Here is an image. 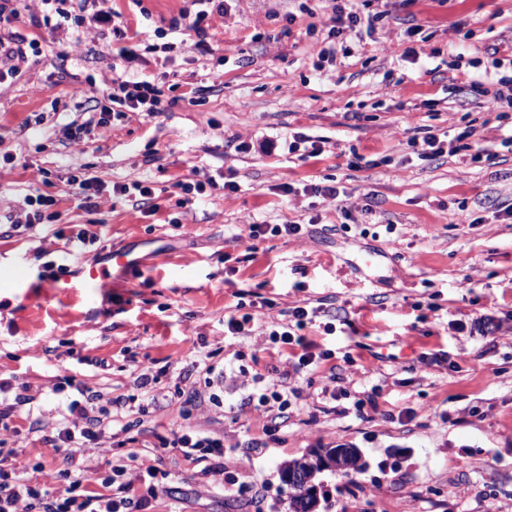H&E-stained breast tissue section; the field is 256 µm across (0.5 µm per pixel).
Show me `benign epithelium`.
<instances>
[{
	"label": "benign epithelium",
	"mask_w": 512,
	"mask_h": 512,
	"mask_svg": "<svg viewBox=\"0 0 512 512\" xmlns=\"http://www.w3.org/2000/svg\"><path fill=\"white\" fill-rule=\"evenodd\" d=\"M362 464V455L356 448H320L302 457L296 466L282 473V478L298 490L313 510L319 504L320 494V486L313 482L316 474L325 470L351 472Z\"/></svg>",
	"instance_id": "1"
}]
</instances>
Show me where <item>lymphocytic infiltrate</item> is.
<instances>
[{"label":"lymphocytic infiltrate","mask_w":512,"mask_h":512,"mask_svg":"<svg viewBox=\"0 0 512 512\" xmlns=\"http://www.w3.org/2000/svg\"><path fill=\"white\" fill-rule=\"evenodd\" d=\"M224 0H191L190 9L181 11L179 17L168 23L170 41L164 43V51L170 52L183 45L184 33L195 34L194 48L206 55L211 51L207 41L213 15L223 13ZM377 15L367 16L354 11L349 0H330L329 13L324 21L327 36L316 45L318 60L335 61L337 56H353L350 36L372 33ZM162 90L147 80L125 77L116 73L112 79L111 100L115 106L112 117L123 118L128 112H160ZM70 186L76 187L81 196V206L86 212L99 208V198L105 189L127 196L138 194L142 200H150L153 191L143 182L129 184L111 183L107 174L95 172L72 176ZM311 316L307 307L288 309L283 321L267 323L271 343L292 347L293 352L283 358V365L273 373L255 374L253 383L262 384L259 395H248L247 404L254 411L273 416L285 413L293 399L299 398L300 390L292 379L302 370L317 371L327 360L324 352H316L312 342L305 337L294 336L292 327H303ZM73 396L66 405L67 414L55 429V447L65 449L64 466L56 473L60 491L42 488L27 475V468L19 464V451L0 448V512H129L138 488L156 493L157 476L160 474L162 455L166 452L181 454L200 464V473L208 484L220 482L224 474V437L213 432L186 431L162 440L160 450L152 455L128 454L110 461L109 473L99 480H91L78 459L86 449L98 447L102 439L112 435V409L121 406V399L104 398L99 391L84 384L72 387Z\"/></svg>","instance_id":"lymphocytic-infiltrate-1"}]
</instances>
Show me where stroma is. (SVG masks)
<instances>
[{"label":"stroma","instance_id":"1","mask_svg":"<svg viewBox=\"0 0 512 512\" xmlns=\"http://www.w3.org/2000/svg\"><path fill=\"white\" fill-rule=\"evenodd\" d=\"M185 0H115L129 30L179 16ZM383 12L355 56L316 64L327 36L310 29L325 0H226L214 16L211 54L192 41L174 53L140 52L125 69L162 87L167 105L130 112L79 140L68 126L108 106L122 42L91 30L33 25L38 38L17 75L0 85V265L38 276L132 249L137 269L112 291L28 292L0 282V378L29 387L0 439L42 463L33 478L56 489L65 454L28 433L29 416L51 432L71 388L132 393L141 366L161 368L166 398L144 418L122 410L110 453L148 454L191 425L224 436V486L199 493L200 467L166 454L160 485L184 512H288L279 468L315 448L361 450L353 475L319 474L318 512H512V154L418 160L408 137L452 139L471 119L484 142L512 133V108L486 114L469 79L499 46L512 77V0H357ZM418 26L415 36L408 27ZM416 48L418 60L406 58ZM324 141L307 158L288 150L294 133ZM273 138L263 152L241 142ZM115 183L147 182L160 210L103 191L98 212L80 209L67 184L77 169ZM234 172L239 188L199 198L181 183ZM336 183V201L304 186ZM292 193H285V186ZM49 194L58 217L23 234L7 224L26 196ZM468 223H460V215ZM307 225L300 236L249 237L247 223ZM393 232H386V225ZM96 243L75 250L80 230ZM244 303L260 321L303 303L318 314L303 328L332 354L300 373L298 408L281 424L243 407L247 377L278 362L261 329L228 337L224 316ZM224 372V411L186 405L180 377L209 389L191 367L193 346Z\"/></svg>","mask_w":512,"mask_h":512}]
</instances>
